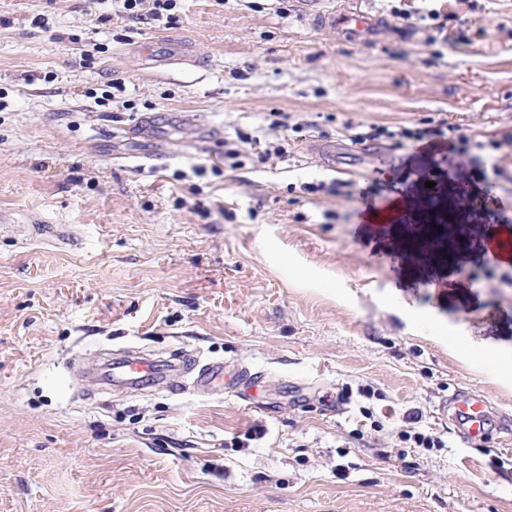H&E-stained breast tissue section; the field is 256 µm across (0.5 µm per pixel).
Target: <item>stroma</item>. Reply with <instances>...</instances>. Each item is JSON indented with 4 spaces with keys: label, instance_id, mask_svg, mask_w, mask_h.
Instances as JSON below:
<instances>
[{
    "label": "stroma",
    "instance_id": "obj_1",
    "mask_svg": "<svg viewBox=\"0 0 512 512\" xmlns=\"http://www.w3.org/2000/svg\"><path fill=\"white\" fill-rule=\"evenodd\" d=\"M362 7L371 42L295 0H178L170 30L0 0V512H512V376L483 355L512 359V262L450 198L492 161L512 198V0ZM164 39L198 64L151 65ZM441 120L484 149L412 165L399 128ZM404 195L458 223L461 262L364 223ZM129 347L258 380L88 378ZM460 390L481 442L436 415ZM412 411L442 447L402 442Z\"/></svg>",
    "mask_w": 512,
    "mask_h": 512
}]
</instances>
